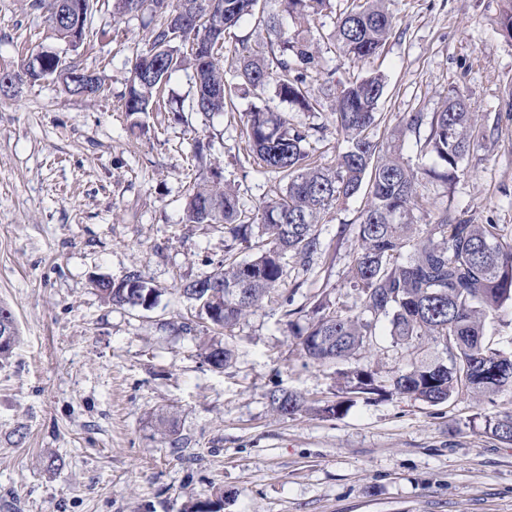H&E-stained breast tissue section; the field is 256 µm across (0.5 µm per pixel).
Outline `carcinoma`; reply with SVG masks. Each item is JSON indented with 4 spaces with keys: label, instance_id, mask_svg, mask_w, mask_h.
I'll list each match as a JSON object with an SVG mask.
<instances>
[{
    "label": "carcinoma",
    "instance_id": "1",
    "mask_svg": "<svg viewBox=\"0 0 512 512\" xmlns=\"http://www.w3.org/2000/svg\"><path fill=\"white\" fill-rule=\"evenodd\" d=\"M68 0H32L43 14L50 37L72 44L76 52L84 44L89 25L71 39L69 27L60 21ZM329 0H280L290 17L315 16ZM384 0H351L337 19L334 44L352 62L379 54L392 36L396 22L383 6ZM259 0H112L115 15L141 14L149 18V48L132 54L131 77L125 99L130 115L153 111L157 96L171 74L182 68L194 73L190 101L193 112H222L233 103L238 86L226 84L219 55L227 29L245 18L265 32L267 52L243 56L241 85L254 91L272 85L277 96L299 112L313 108L307 74L321 68L317 43L297 34L257 10ZM40 70L23 61L15 69L19 78L34 81L63 72L85 77L90 71L80 58L64 63L42 51ZM386 81L370 74L341 85L333 109L336 130L348 146L335 166L317 164L310 149L309 132L292 126L285 112L256 107L244 114L250 156L267 172L287 181L285 193L263 205L256 215L255 256L239 261L227 255L200 278L183 284L182 295L198 308L200 318L214 329L233 327L265 299L279 296L286 275V257L302 263L321 247L317 226L339 202L360 192L367 204L357 227L359 250L350 270L359 311L346 313L327 298L311 310L310 323L298 329L300 354L318 366H331L370 348L382 321L390 336L403 345L426 340L443 356L413 363L390 378V389L379 384L377 372L354 369L344 373L346 393L381 395L384 392L413 397L432 405L447 402L461 392L479 399L512 388V356L490 348L486 324L507 303H512V242L504 240L497 224H476L469 218L442 209L417 223L422 209V180L427 176L444 184L459 177L461 163L476 137V119L460 98L446 102L433 113L430 135L422 151L436 166L415 170L401 153L405 129L421 124V113L410 115L406 127H395L386 140L376 142L368 130L383 116L378 105ZM239 196L234 187L211 178L193 185L183 204L182 223L222 226L248 243L249 225L238 223ZM137 283L128 289L127 283ZM101 298L113 305L132 307L156 303L160 290L133 273L117 288L95 282ZM0 319L13 323L11 342L0 348V361L9 358L20 339L12 310L0 303ZM200 355L211 366L229 365L232 353L222 341L210 339L199 345ZM269 404L280 416L315 411L327 417L339 414L347 404L340 400L317 408L296 393L274 390ZM156 431L176 444V421L169 416L156 420ZM485 431L503 444L512 445V411L485 418ZM224 493L213 499L192 502L185 512H221Z\"/></svg>",
    "mask_w": 512,
    "mask_h": 512
}]
</instances>
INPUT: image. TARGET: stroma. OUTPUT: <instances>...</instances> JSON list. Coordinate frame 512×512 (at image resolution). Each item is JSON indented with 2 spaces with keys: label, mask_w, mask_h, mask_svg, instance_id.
Masks as SVG:
<instances>
[{
  "label": "stroma",
  "mask_w": 512,
  "mask_h": 512,
  "mask_svg": "<svg viewBox=\"0 0 512 512\" xmlns=\"http://www.w3.org/2000/svg\"><path fill=\"white\" fill-rule=\"evenodd\" d=\"M31 0H0V71L32 49L65 54L48 38ZM347 0L289 31L326 43ZM397 30L371 59L324 53L309 85L318 105L297 112L274 88L235 98L216 114L184 110L128 116L133 49L149 29L138 15L96 13L82 52L101 73L93 98L42 80L0 96V302L13 310L20 342L0 365V512H182L186 502L224 492L223 512H512V446L484 431L483 418L512 410V393L475 401L459 395L431 405L384 395L357 399L342 414L282 417L266 394L283 389L310 403L335 399L344 381L298 351L278 301L253 309L227 342L229 365L203 362L197 333L178 331L194 309L181 284L251 248L208 224H186L182 205L196 175L221 171L252 218L284 192L277 175L249 161L240 113L267 107L309 128L319 163L345 147L332 123L337 85L384 75L379 110L389 127L412 113L432 117L462 98L477 115L464 175L444 188L425 183L427 209H449L499 225L512 239V41L499 27L505 0H385ZM264 37L253 20L226 36L225 77ZM205 135L213 152L191 153ZM367 201L342 202L318 226L322 248L309 268L289 260L284 287L292 309L323 297L352 305L349 275L357 224ZM140 273L160 290L151 308L105 303L95 277ZM438 349L376 345L345 362L380 381ZM177 420V444L161 440L158 415ZM56 454L59 464L47 467Z\"/></svg>",
  "instance_id": "35a3bbf8"
}]
</instances>
